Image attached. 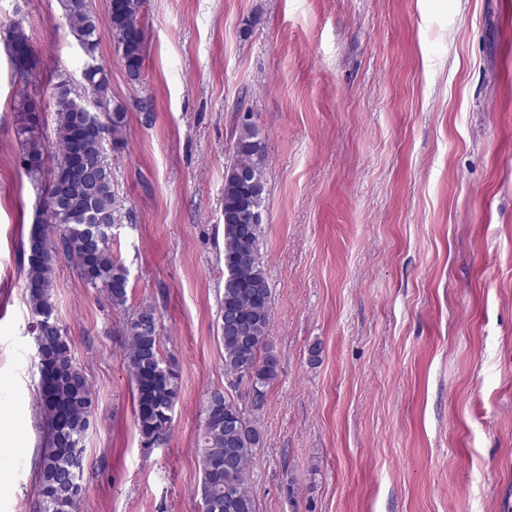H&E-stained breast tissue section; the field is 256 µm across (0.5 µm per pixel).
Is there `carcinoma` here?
I'll return each mask as SVG.
<instances>
[{
  "mask_svg": "<svg viewBox=\"0 0 512 512\" xmlns=\"http://www.w3.org/2000/svg\"><path fill=\"white\" fill-rule=\"evenodd\" d=\"M143 3L112 0L109 15L126 73L136 80L144 59ZM62 4L85 60L80 78L66 76L53 87L55 152L49 151L41 132L39 105L23 98L17 106L24 170L45 202L42 219L28 238L27 304L37 357L52 361L58 373L56 390L39 393L43 444L34 512H76L81 493L69 494L66 487L73 477L82 483L83 473H75L73 467L74 454L84 453L94 405L85 377L73 372L71 345L54 316V263L60 256L70 261L85 284L103 292L115 308L126 305L129 288V272L112 254V226L120 221V208L106 148L108 141L114 150L121 145L118 133L126 125L127 112L121 104L111 105L110 78L95 56L97 18L88 0ZM262 152L253 116L240 118L224 177V292L219 318L225 374L237 381L248 379L251 391L259 395L257 407L277 375V358L268 348L272 289L260 252L266 185ZM241 166L252 171L246 182L235 175ZM48 167L51 178L44 183ZM125 331V360L136 389L135 422L141 446L149 449L164 443L169 434L179 396L178 375L162 357L153 309L134 313ZM203 414L198 433L202 512H256L249 478L261 443L259 430L244 417L234 397L220 389L210 393Z\"/></svg>",
  "mask_w": 512,
  "mask_h": 512,
  "instance_id": "1",
  "label": "carcinoma"
}]
</instances>
